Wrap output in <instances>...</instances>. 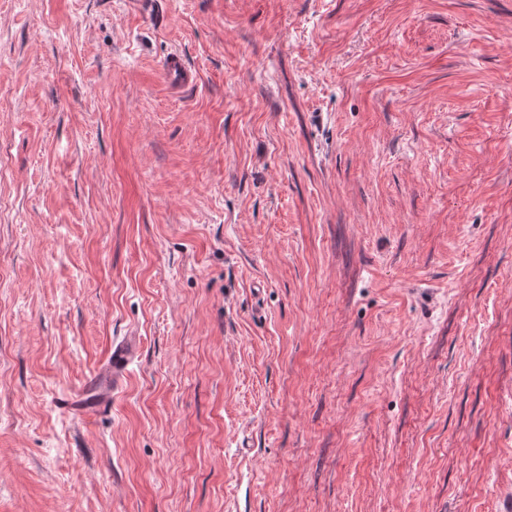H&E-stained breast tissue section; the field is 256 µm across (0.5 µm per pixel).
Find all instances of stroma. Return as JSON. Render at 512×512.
Segmentation results:
<instances>
[{
	"instance_id": "obj_1",
	"label": "stroma",
	"mask_w": 512,
	"mask_h": 512,
	"mask_svg": "<svg viewBox=\"0 0 512 512\" xmlns=\"http://www.w3.org/2000/svg\"><path fill=\"white\" fill-rule=\"evenodd\" d=\"M0 512H512V0H0ZM160 69L167 81L176 88L192 86L195 75L186 66L181 54L170 53L161 63ZM137 348V342L134 337H129L124 342L112 347L109 367L90 389H96L102 383H107L111 378V372L112 385L106 384L99 389L98 402L96 404L89 407L84 406L80 393H72L60 397L57 399V403L70 413L84 412L86 415H95L110 408L112 404V390L116 388L125 375L127 366L137 353Z\"/></svg>"
}]
</instances>
